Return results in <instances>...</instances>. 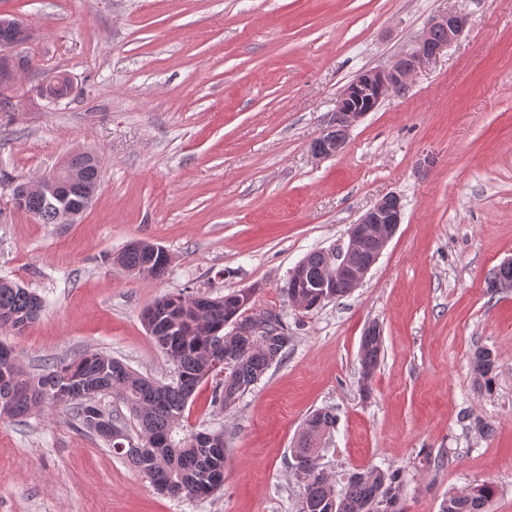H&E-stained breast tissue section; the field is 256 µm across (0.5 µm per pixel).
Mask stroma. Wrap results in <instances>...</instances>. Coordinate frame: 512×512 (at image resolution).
<instances>
[{"instance_id":"obj_1","label":"stroma","mask_w":512,"mask_h":512,"mask_svg":"<svg viewBox=\"0 0 512 512\" xmlns=\"http://www.w3.org/2000/svg\"><path fill=\"white\" fill-rule=\"evenodd\" d=\"M458 8L461 37L340 153L314 159L339 91ZM0 16L28 25L30 61L0 90V279L44 303L0 341L35 373L98 351L169 383L174 365L143 311L170 292L240 289L291 337L236 408L213 407L208 382L188 403V427L224 432L220 491L158 494L52 406L0 419V512H297L291 450L321 408L336 415L328 470H402L407 512H440L449 493L490 483L493 512H512V290L487 289L512 258V0H0ZM59 74L72 91L52 103L44 91ZM78 152L98 154L102 173L73 223L13 207V180ZM388 194L403 222L363 283L311 312L289 303V271L346 242ZM141 240L169 252L162 279L113 266ZM373 321L384 357L364 393L360 340ZM479 347L497 362L488 392L471 370ZM427 454L444 466L422 468Z\"/></svg>"}]
</instances>
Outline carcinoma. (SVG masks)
<instances>
[{"label":"carcinoma","instance_id":"1","mask_svg":"<svg viewBox=\"0 0 512 512\" xmlns=\"http://www.w3.org/2000/svg\"><path fill=\"white\" fill-rule=\"evenodd\" d=\"M98 158L91 153L71 156L63 169L91 171ZM25 213L44 224L57 222V203L36 195L26 201ZM156 244L142 241L126 248L113 263L143 279H159L168 266L159 265L150 274L143 272L146 257ZM309 287L305 296L294 302L293 281L286 279L282 291L296 307L312 311L324 302L350 293L345 280L331 288L316 284L328 278L329 255L314 251L304 258ZM234 290L220 297L217 308L205 305L206 295L188 292L163 295L154 303V319L149 334L156 347L175 365L176 381L162 383L141 376L112 356L90 352L73 361L52 364L38 374L29 372L15 354L0 356V418L18 422L46 403L66 404L74 417L93 431L112 449L148 478L155 489L185 499L207 496L220 489L224 478V432H209L208 446H197V432L183 424L188 400L203 381H215L214 406L226 412L261 380L268 369L282 360L288 347L273 342L257 344L242 353L229 371L214 365L217 346L226 338L224 327L238 320L266 323L277 331L276 337L288 335L282 315L266 312L244 316ZM42 302L34 292L19 284L0 280V328L20 332L41 315ZM383 341L380 336H362L360 369L375 374L380 365ZM478 389H489L496 377V361L491 350L479 348L471 357ZM112 395L136 417L140 437L133 440L114 419L112 413L97 404L101 395ZM111 420L120 433L110 437L101 430V421ZM336 415L317 410L304 422L293 456L297 476L303 483L298 512H406L401 502L404 487L402 471L372 468L354 472L342 479L321 463L322 439L334 429ZM496 488L490 483L468 486L448 495L440 512H491Z\"/></svg>","mask_w":512,"mask_h":512}]
</instances>
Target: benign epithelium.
<instances>
[{
    "label": "benign epithelium",
    "mask_w": 512,
    "mask_h": 512,
    "mask_svg": "<svg viewBox=\"0 0 512 512\" xmlns=\"http://www.w3.org/2000/svg\"><path fill=\"white\" fill-rule=\"evenodd\" d=\"M468 23V17L460 10L448 11L435 19L420 35L414 47L399 55L391 66L383 69H367L360 72L347 84L338 98L332 124L326 133L312 146V154L317 159H325L336 155L337 133L347 132L367 114L377 109L383 99L397 92L398 89L410 85L414 73L422 66L434 61L458 39ZM443 30L447 37L438 44H433L432 33ZM28 31L24 30L15 39L0 42V85L7 86L14 82L18 73L27 67L26 57L10 56L7 51L27 39ZM91 179L85 174L71 172L62 176L55 170L42 176L37 182H22L14 188L13 205L21 207L31 193L59 199L64 205L58 210V219L62 223L72 221L79 211L66 203L69 198L78 195L87 200L92 191ZM402 205L394 195L379 199L348 232L345 245L330 253L333 261L330 267L329 280L345 278L351 288H357L365 279L371 268L377 263L389 242L402 224ZM373 243V251L368 263L358 266L353 257L364 244ZM260 328L252 324L236 323L232 332L238 348L246 349L258 340L256 332Z\"/></svg>",
    "instance_id": "benign-epithelium-1"
}]
</instances>
